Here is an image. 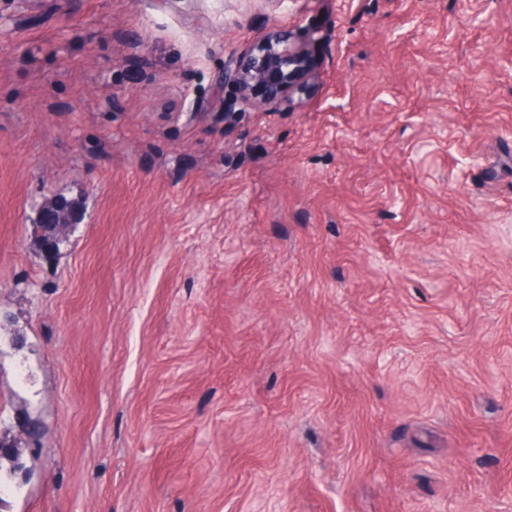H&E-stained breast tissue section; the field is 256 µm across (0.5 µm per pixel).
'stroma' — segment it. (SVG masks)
<instances>
[{
	"label": "stroma",
	"mask_w": 512,
	"mask_h": 512,
	"mask_svg": "<svg viewBox=\"0 0 512 512\" xmlns=\"http://www.w3.org/2000/svg\"><path fill=\"white\" fill-rule=\"evenodd\" d=\"M1 442L0 512H512V0H0ZM306 52L290 43L283 33H274L254 43L242 63L224 65V86L235 87L243 96L264 85L272 102L291 100V94L306 66ZM49 206V205H46ZM42 205L43 224H41V236L44 235L45 252L48 259L55 255V243L57 235L69 224H79L69 209H63L59 206L48 208ZM58 224V226H57Z\"/></svg>",
	"instance_id": "35a3bbf8"
}]
</instances>
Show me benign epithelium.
Masks as SVG:
<instances>
[{
	"label": "benign epithelium",
	"instance_id": "7a95c632",
	"mask_svg": "<svg viewBox=\"0 0 512 512\" xmlns=\"http://www.w3.org/2000/svg\"><path fill=\"white\" fill-rule=\"evenodd\" d=\"M306 66L305 51L293 46L283 33H274L254 43L243 62L224 65V85L236 88L245 95L255 86H265L268 99L273 102L291 100L295 81ZM45 252L48 258L55 255L57 235L70 224L77 223L73 213L59 206L41 209Z\"/></svg>",
	"mask_w": 512,
	"mask_h": 512
}]
</instances>
